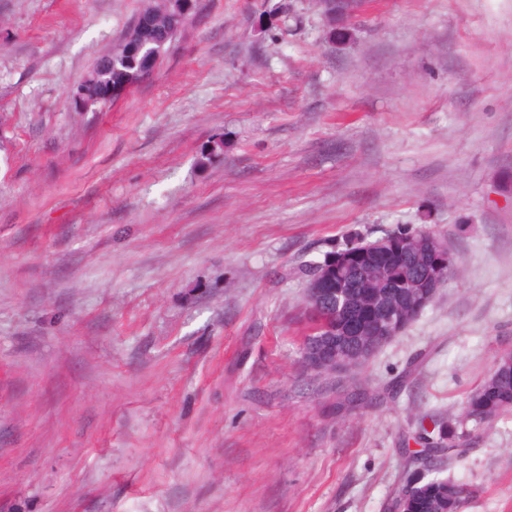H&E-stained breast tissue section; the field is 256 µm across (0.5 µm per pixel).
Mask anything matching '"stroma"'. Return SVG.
<instances>
[{"mask_svg":"<svg viewBox=\"0 0 512 512\" xmlns=\"http://www.w3.org/2000/svg\"><path fill=\"white\" fill-rule=\"evenodd\" d=\"M143 5L0 0V512H385L420 419L512 349V0H366L340 44L316 0H197L149 79L75 111ZM423 228L459 271L311 378L306 268ZM441 474L512 512V411ZM359 364L353 359L345 357H336L333 352L330 356H325L322 352L310 351L302 363V367L306 372H312L317 369L328 375H336L347 373Z\"/></svg>","mask_w":512,"mask_h":512,"instance_id":"stroma-1","label":"stroma"}]
</instances>
